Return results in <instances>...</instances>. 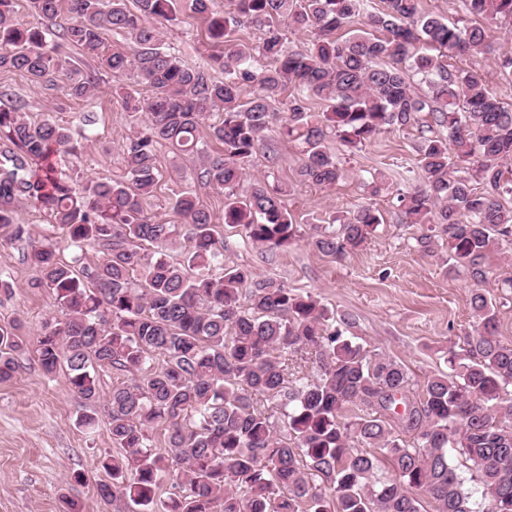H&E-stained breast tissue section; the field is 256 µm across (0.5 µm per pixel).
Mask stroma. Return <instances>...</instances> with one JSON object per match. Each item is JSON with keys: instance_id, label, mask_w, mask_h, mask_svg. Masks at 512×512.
<instances>
[{"instance_id": "obj_1", "label": "stroma", "mask_w": 512, "mask_h": 512, "mask_svg": "<svg viewBox=\"0 0 512 512\" xmlns=\"http://www.w3.org/2000/svg\"><path fill=\"white\" fill-rule=\"evenodd\" d=\"M178 25L164 32L165 42L187 65L200 61L196 51L205 26L187 4H180ZM512 54V26L491 25L487 47L449 57L457 68L475 70L486 77L490 88L506 107L512 108V76L501 75L494 59ZM0 87L24 96L33 119L51 115L80 133V117L87 110L97 114L94 147L75 159L77 172L112 179L121 174V146L134 120L102 83L93 101L71 100L59 92L31 89L17 73L0 72ZM416 129L393 130L359 150L330 141L348 176L332 187L301 182L297 171L300 148L267 132L266 146L278 157L268 167L257 156L249 176H269L285 187L283 201L300 224L305 236L285 252L268 254L243 243L240 231L225 228L230 260L251 267L256 273L273 275L301 293L319 296L336 318H349L348 336L368 350H379L404 362L417 377L444 369L450 347L462 344L472 329L469 299L477 282L464 271L448 272L418 245L421 227L404 224L397 194L418 186L412 169L416 165ZM157 165L163 179L150 197L147 209L157 219L180 223L174 211V191L188 188L214 216H222L224 196L197 182L191 168L175 169L168 147H159ZM384 173L386 186L378 196L369 195L366 185ZM361 205L377 208L385 222L355 254L342 260L326 256L311 245L306 233L333 213ZM486 293L496 304L501 340L512 342V289L503 279L512 276V245L487 260ZM35 269L24 262L18 247L0 248V277L14 286L12 296L0 295V322L20 320L21 339L32 343L45 320L59 317L54 294L30 283ZM18 369L10 381L0 383V512H60L63 499L80 503L85 512H114L112 504L97 494L105 473L100 460L112 449L109 420L98 412L92 428L79 425L77 418L85 403L66 382L64 374L45 377L34 357L16 356ZM81 473L82 482L71 479Z\"/></svg>"}]
</instances>
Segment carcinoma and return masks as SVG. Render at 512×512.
<instances>
[{
	"label": "carcinoma",
	"mask_w": 512,
	"mask_h": 512,
	"mask_svg": "<svg viewBox=\"0 0 512 512\" xmlns=\"http://www.w3.org/2000/svg\"><path fill=\"white\" fill-rule=\"evenodd\" d=\"M175 2L29 0L40 22L24 27L13 0H0V72L87 102L109 74L113 97L141 115L120 177L98 180L58 169V158L84 148L69 127L30 119L17 94L0 91V246L23 245L39 273L30 287L52 290L64 315L43 323L29 351L49 378L66 369L86 401L83 427L94 423L99 370L131 375L105 402L116 453L103 456L109 481L98 496L123 512H512V342L497 335L491 298L475 290L464 348L449 351L448 372L420 381L345 335L317 296L224 261L228 243L193 191L174 192L180 224L145 209L165 145L224 193L220 221L244 243L288 250L300 232L282 190L263 177L239 191L285 95L279 134L299 143L298 176L315 185L345 177L330 139L360 150L388 130L416 128L422 186L399 193L402 220L427 228L418 243L443 266L487 282L489 256L512 245V206L502 202L512 197V111L481 73L447 58L485 47L487 27L473 19L512 21V0H462L453 22L422 0H384L365 14L366 31L343 40L336 31L360 16L362 0H230L224 14L191 0L211 44L197 66L164 42ZM244 21L263 32L258 44L238 38ZM278 21L313 39L287 48ZM108 31L124 39L109 53ZM62 42L90 64L60 57ZM412 74L426 96L412 91ZM313 96L325 111L310 110ZM213 112L220 118L205 138ZM22 201L60 236L17 223ZM382 222L364 205L333 216L313 244L341 258ZM87 249L101 254L97 264H83ZM19 329L0 325L1 382L17 371ZM160 426L163 449L154 445Z\"/></svg>",
	"instance_id": "obj_1"
}]
</instances>
